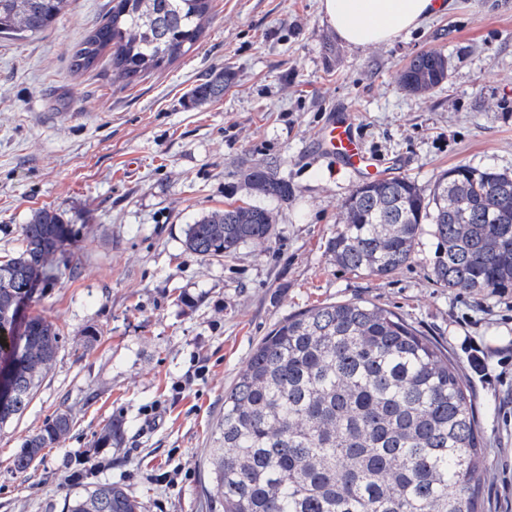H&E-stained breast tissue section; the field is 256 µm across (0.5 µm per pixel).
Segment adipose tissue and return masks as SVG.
Here are the masks:
<instances>
[{"instance_id": "obj_1", "label": "adipose tissue", "mask_w": 512, "mask_h": 512, "mask_svg": "<svg viewBox=\"0 0 512 512\" xmlns=\"http://www.w3.org/2000/svg\"><path fill=\"white\" fill-rule=\"evenodd\" d=\"M321 12L336 36L364 49L388 45L446 12V0H320Z\"/></svg>"}]
</instances>
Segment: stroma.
<instances>
[{
  "mask_svg": "<svg viewBox=\"0 0 512 512\" xmlns=\"http://www.w3.org/2000/svg\"><path fill=\"white\" fill-rule=\"evenodd\" d=\"M111 5L70 0L44 33L0 37V257L18 250L40 207L72 231L23 310L60 340L27 411L0 429V512H61L70 490L104 482L144 512H222L208 458L225 389L274 323L355 298L396 312L458 366L488 459L482 512H512V364L489 385L471 376L466 350L477 341L492 366L512 353V289L440 287L427 232L383 280L326 253L367 178L426 189L458 164L512 173V0H453L419 30L363 50L336 37L319 0H212L192 50L128 85L105 58L71 68ZM432 49L448 56L447 80L425 96L405 91L404 66ZM219 71L233 75L223 97L190 104L189 89ZM335 114L355 119L368 168L317 150ZM270 159L295 188L272 206V241L230 258L186 251L188 224L255 203L243 171ZM59 412L73 418L66 440L15 472L24 441ZM116 420L121 441H103Z\"/></svg>",
  "mask_w": 512,
  "mask_h": 512,
  "instance_id": "obj_1",
  "label": "stroma"
}]
</instances>
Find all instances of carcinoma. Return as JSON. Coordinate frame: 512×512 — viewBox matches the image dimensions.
<instances>
[{
	"mask_svg": "<svg viewBox=\"0 0 512 512\" xmlns=\"http://www.w3.org/2000/svg\"><path fill=\"white\" fill-rule=\"evenodd\" d=\"M69 0H0V37L42 34ZM212 0H115L77 46L72 67L94 68L106 55L112 75L132 83L188 53L209 21ZM448 78V56H414L401 76L416 95ZM228 73L190 92L194 103L224 94ZM256 195L286 202L293 185L276 160L243 173ZM330 260L354 274L384 279L413 258L424 225L436 240L434 281L476 294L512 288V174L456 165L429 190L406 177L374 179L347 198ZM71 230L54 210H35L21 246L0 260V367L14 385L0 399V428L19 419L51 369L59 347L53 323L21 318L25 303ZM274 234L260 205L213 211L188 225L186 249L231 257ZM72 427L58 414L13 458L24 473ZM486 457L472 397L443 350L403 317L355 299L313 306L274 325L224 390V418L209 465L223 512H481ZM63 512H142L117 484L73 492Z\"/></svg>",
	"mask_w": 512,
	"mask_h": 512,
	"instance_id": "carcinoma-1",
	"label": "carcinoma"
}]
</instances>
